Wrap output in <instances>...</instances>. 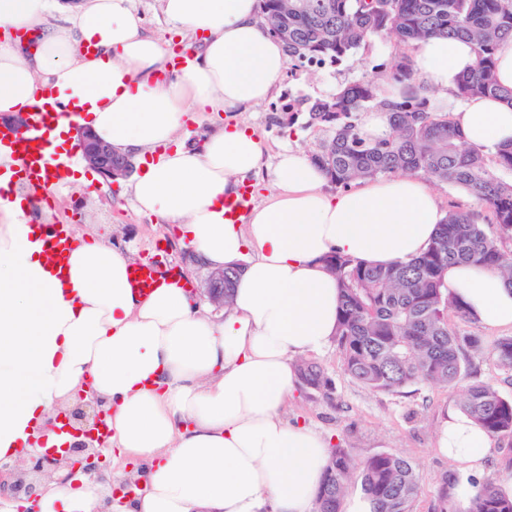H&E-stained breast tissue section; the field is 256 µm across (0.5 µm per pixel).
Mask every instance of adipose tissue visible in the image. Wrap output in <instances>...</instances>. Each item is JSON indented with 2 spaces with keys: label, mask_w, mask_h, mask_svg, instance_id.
<instances>
[{
  "label": "adipose tissue",
  "mask_w": 512,
  "mask_h": 512,
  "mask_svg": "<svg viewBox=\"0 0 512 512\" xmlns=\"http://www.w3.org/2000/svg\"><path fill=\"white\" fill-rule=\"evenodd\" d=\"M168 22L199 34L186 69L143 26L129 0H0V114L43 103L74 112L52 132L61 155L87 127L141 167L129 185L139 210L178 225L196 261L241 274L223 320L174 284L149 297L130 285L128 255L96 241L57 265L8 186L19 161L0 147V459L23 462L60 447L56 409L82 389L104 400L110 440L138 462L136 497L110 500L112 472L63 469L43 479L37 512H313L327 441L282 411L298 382L295 361L336 333L339 288L324 259L406 262L444 218L419 175L366 181L335 196L325 173L287 150L269 196L246 217L224 210L257 172L260 141L238 126L186 148L187 121L236 112L272 95L287 67L281 42L259 22L258 0H159ZM418 83L440 91L465 141L512 145V106L456 100L474 65L467 41L430 38L413 52ZM446 281L478 321L512 327V287L492 270L450 266ZM437 449L480 474L490 437L453 413Z\"/></svg>",
  "instance_id": "ef3b65f1"
}]
</instances>
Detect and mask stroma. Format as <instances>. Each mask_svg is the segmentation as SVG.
Returning a JSON list of instances; mask_svg holds the SVG:
<instances>
[{
    "mask_svg": "<svg viewBox=\"0 0 512 512\" xmlns=\"http://www.w3.org/2000/svg\"><path fill=\"white\" fill-rule=\"evenodd\" d=\"M400 50L409 54L413 47L408 44L400 48L393 40L378 38L338 65L304 67L298 60H290L268 101L242 112L224 114V123L246 126L262 145L261 169L248 177L256 200L266 198L283 149L310 153L331 136L328 129L310 124L307 112L286 117L279 110L283 99L291 94L311 101L335 93L346 84L370 79L376 65L391 63ZM431 188L442 211L473 213L488 235L497 238L504 250L512 251V238L500 236L497 225L486 222L483 207L469 192L442 182L432 183ZM51 196L53 223L73 225L80 236L110 242L145 261L161 258L176 266L193 287H204L209 270L193 262L190 249L180 241L177 225L137 211L126 180L107 183L98 178L80 191L59 185ZM314 359L323 366L332 387L316 392L296 386L284 409L289 422L322 434L330 445L348 449L359 461L380 452L408 459L418 477L412 512H433L443 489L450 500L459 501L458 489L470 481L471 475L440 456L435 445L439 419L459 409L456 392L427 385L409 386L393 394L369 391L345 375L341 355L332 343L316 353Z\"/></svg>",
    "mask_w": 512,
    "mask_h": 512,
    "instance_id": "35a3bbf8",
    "label": "stroma"
}]
</instances>
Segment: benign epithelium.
Masks as SVG:
<instances>
[{"label":"benign epithelium","mask_w":512,"mask_h":512,"mask_svg":"<svg viewBox=\"0 0 512 512\" xmlns=\"http://www.w3.org/2000/svg\"><path fill=\"white\" fill-rule=\"evenodd\" d=\"M83 158L91 169L104 180L128 176L133 171L131 157L111 144L103 142L87 129L78 131ZM203 294L217 307H224V269H214L208 275ZM109 411L103 402L90 392L78 394L67 410H60L50 420L49 426L55 427L57 421L66 425L67 434L74 441L66 443L61 450L33 455L24 461V465L4 461L0 463V499L28 503L38 498L36 478L52 474L62 466L72 469L78 467L87 474L100 470L103 464L100 448L104 447L106 417Z\"/></svg>","instance_id":"1"}]
</instances>
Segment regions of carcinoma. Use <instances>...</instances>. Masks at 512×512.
Instances as JSON below:
<instances>
[{
    "label": "carcinoma",
    "instance_id": "cac0c4a2",
    "mask_svg": "<svg viewBox=\"0 0 512 512\" xmlns=\"http://www.w3.org/2000/svg\"><path fill=\"white\" fill-rule=\"evenodd\" d=\"M259 10L262 26L291 59L339 63L384 37L404 45L428 37L468 39L475 65L459 80L456 96L499 97L512 104V88L497 82L495 60L500 42L512 38V0H259ZM389 82L404 86L400 99L379 96L380 86ZM415 84L411 56L400 53L391 67L379 66L373 78L310 102L309 122L334 131L310 159L337 187L397 173H421L462 187L486 208L500 235L512 238V181L503 179L512 175V147L467 146L452 118L438 115L443 106L430 90ZM365 110L387 114L388 135L369 140L360 133L353 117ZM463 263L494 270L512 286V252L462 211L449 212L426 250L409 262L378 267L329 256L341 293L335 342L344 373L375 392L396 393L412 384L453 387L469 355L485 351L512 372V336L487 349L479 337L448 323L450 312L460 322L474 319L446 286L448 267ZM296 371L311 390L331 388L316 361L302 359ZM461 408L490 437H512V399L491 384H470ZM360 468L373 512H411L418 483L409 460L382 452ZM353 470L345 449L330 452L314 512H340ZM437 512H512V498L487 480L464 507L449 501L443 489Z\"/></svg>",
    "mask_w": 512,
    "mask_h": 512
}]
</instances>
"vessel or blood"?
I'll use <instances>...</instances> for the list:
<instances>
[{"mask_svg":"<svg viewBox=\"0 0 512 512\" xmlns=\"http://www.w3.org/2000/svg\"><path fill=\"white\" fill-rule=\"evenodd\" d=\"M61 109H47L46 106L33 107L31 123L26 135L18 137L11 131L0 129V143H9L20 160V171L34 190L47 191L53 168L59 160L58 153L51 147L48 134L53 124L66 119ZM253 187L250 182H242L235 196L225 200L224 206L230 218H237L239 212L252 206ZM39 239L49 245L56 263H63L69 252L77 246L79 238L76 230L68 224L38 225ZM174 266L161 267L151 262L130 264L128 277L130 284L139 296H149L166 279L176 277Z\"/></svg>","mask_w":512,"mask_h":512,"instance_id":"b4317fda","label":"vessel or blood"}]
</instances>
